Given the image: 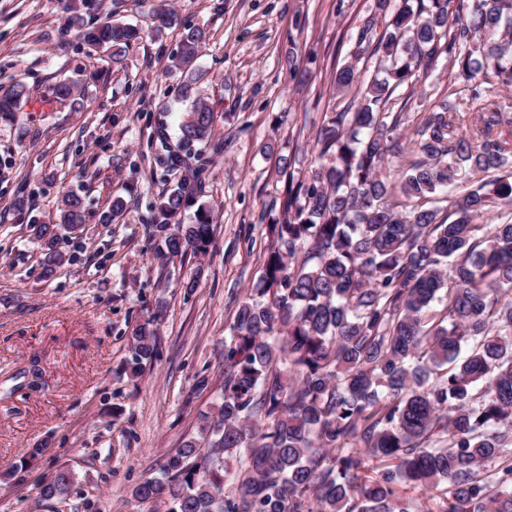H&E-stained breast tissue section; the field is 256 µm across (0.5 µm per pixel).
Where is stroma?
<instances>
[{"mask_svg": "<svg viewBox=\"0 0 512 512\" xmlns=\"http://www.w3.org/2000/svg\"><path fill=\"white\" fill-rule=\"evenodd\" d=\"M163 9L175 21L158 32ZM374 9L375 0H101L99 19L143 30L115 65L68 49L63 0H0V93L19 80L32 94L0 122V512H165L134 490L222 402L226 327L261 275L283 173H305L317 126L349 101L334 76ZM188 27L207 33L198 63L224 152L205 174L212 246L165 259L147 218L170 186L155 172L157 131L177 137L188 110L168 71ZM290 53L307 81L284 66ZM91 67L103 75L86 86L83 108L46 104L57 78ZM454 74L442 60L400 88L406 129ZM68 191L84 197L88 216L61 233L48 277L40 241L11 204L29 195L31 213L49 223ZM115 195L128 206L103 223ZM148 319L157 357L132 378L128 336ZM41 443L45 453L29 459ZM63 468L74 475L70 493L41 501V484Z\"/></svg>", "mask_w": 512, "mask_h": 512, "instance_id": "obj_1", "label": "stroma"}]
</instances>
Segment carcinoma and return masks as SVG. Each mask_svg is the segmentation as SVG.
Here are the masks:
<instances>
[{
  "mask_svg": "<svg viewBox=\"0 0 512 512\" xmlns=\"http://www.w3.org/2000/svg\"><path fill=\"white\" fill-rule=\"evenodd\" d=\"M98 10L99 0H80L69 46L118 64L141 30L101 22ZM376 11L357 47L377 57L379 75L324 116L317 165L288 172L260 282L227 327L223 401L202 417L205 446L191 440L169 456L162 477L136 487L140 502L162 501L166 512H512V113L487 100L490 88L512 87V0H376ZM204 44L189 28L170 57L189 110L177 146L158 134L156 169L179 179L149 220L169 259L204 255L213 242L214 217L199 198L224 144L201 93ZM360 53L336 70L337 90L358 84ZM443 56L460 88L405 143L393 94ZM462 92L466 112L453 99ZM30 99L26 84H12L0 121ZM49 102L80 108L81 81H55ZM408 143L412 158L394 185L383 164ZM462 179L476 184L461 191ZM56 218L31 219L47 276L60 262L56 226L86 221L82 197L65 193ZM157 344L152 321L132 328L130 376ZM73 483L60 469L40 497Z\"/></svg>",
  "mask_w": 512,
  "mask_h": 512,
  "instance_id": "1",
  "label": "carcinoma"
}]
</instances>
